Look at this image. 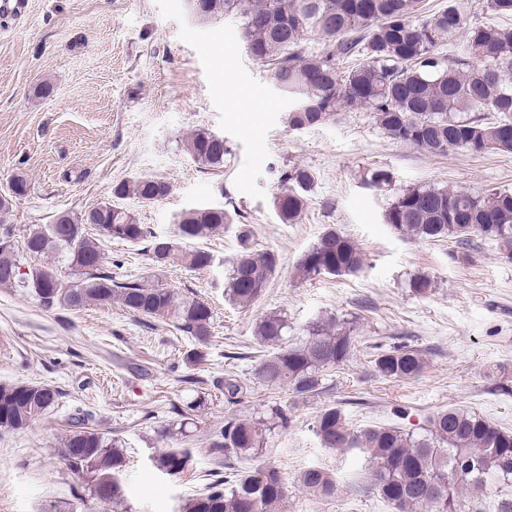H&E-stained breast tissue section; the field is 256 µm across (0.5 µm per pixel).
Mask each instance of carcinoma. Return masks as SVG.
<instances>
[{"label": "carcinoma", "instance_id": "obj_1", "mask_svg": "<svg viewBox=\"0 0 512 512\" xmlns=\"http://www.w3.org/2000/svg\"><path fill=\"white\" fill-rule=\"evenodd\" d=\"M422 0H198L200 20L232 16L238 38L251 57L268 65L271 79L288 95V125L313 127L334 120L336 113L365 110L392 138L434 155L462 149L473 154L512 152V26L467 25L469 0H448L441 10L422 14ZM309 34L326 45L309 54L302 43ZM365 56L351 70L336 71L341 55ZM195 162L219 168L228 149L224 137L196 130L186 140ZM274 197L283 224H297L306 211L314 175L294 166L282 175ZM14 192L0 195V213L26 196V176L12 178ZM170 193V184L156 176L121 180L112 185V197H134L154 204ZM384 221L411 240L452 239L458 248L471 249L474 238L497 243L502 257H512V191L472 194L450 188L409 187L385 210ZM236 226L239 253L225 289L228 301L241 308L262 295L278 266L271 250L252 244L246 224H234L222 208H191L176 220V238L153 235L135 215L110 202L78 214L60 212L49 224L29 229L23 244L12 226L0 223V286L30 288L47 308L77 309L89 304L117 302L147 321L173 323L198 341L187 359L205 360L213 312L203 300L139 279L116 281L104 264L101 239L112 238L144 246L160 266L177 263L189 270L213 265V255L193 242ZM97 231L88 234L86 227ZM68 258L77 279L70 285L57 276L49 257ZM29 259V272L17 270ZM366 264V255L347 235L325 230L296 265L302 280L349 275ZM432 280L418 274L409 281L419 298L430 294ZM288 320L277 312L264 315L256 326L262 354L254 369L257 383L285 388L296 398L323 393L329 372L352 358L355 337L351 328L328 317L308 326L307 336L292 342ZM426 355L410 345H397L374 355L372 368L387 379L421 374ZM224 401L235 404L243 386L231 376L220 385ZM58 391L45 384L0 385V430L27 428L56 402ZM288 407L274 403L257 418H235L224 423L209 442L216 460L252 459L262 454L267 437L288 426ZM314 432L322 447L357 448L371 464L377 494L395 512H480L478 495L493 481L512 480V432L480 415L456 407L441 409L415 435L396 427L374 426L354 431L343 410L321 409ZM68 469L90 485L92 496L110 502L120 493L117 476L126 459L123 451L103 434L85 426L78 411L61 448ZM191 448H170L153 458L160 472L175 476L196 467ZM299 487L316 497L336 494V477L319 467L305 469ZM284 484L273 467L238 470L216 478L203 492L188 499L181 512H277Z\"/></svg>", "mask_w": 512, "mask_h": 512}]
</instances>
